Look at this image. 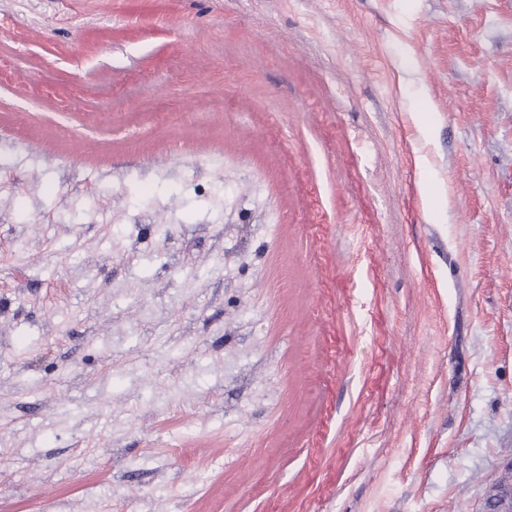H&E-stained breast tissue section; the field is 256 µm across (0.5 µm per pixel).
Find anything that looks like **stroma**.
I'll list each match as a JSON object with an SVG mask.
<instances>
[{"label":"stroma","mask_w":512,"mask_h":512,"mask_svg":"<svg viewBox=\"0 0 512 512\" xmlns=\"http://www.w3.org/2000/svg\"><path fill=\"white\" fill-rule=\"evenodd\" d=\"M511 465L512 0H0V512Z\"/></svg>","instance_id":"obj_1"}]
</instances>
